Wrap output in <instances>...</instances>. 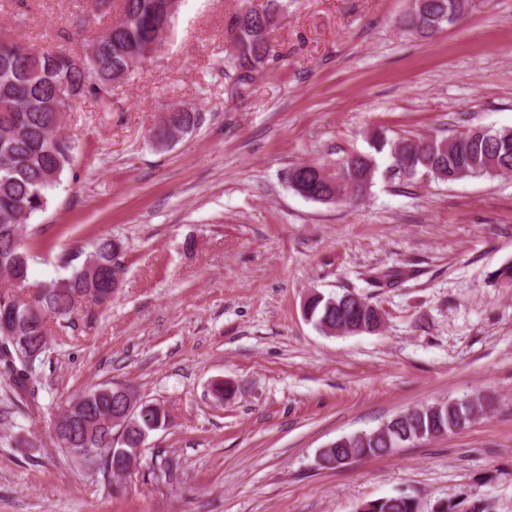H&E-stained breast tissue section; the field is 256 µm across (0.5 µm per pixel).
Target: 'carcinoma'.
<instances>
[{
  "mask_svg": "<svg viewBox=\"0 0 512 512\" xmlns=\"http://www.w3.org/2000/svg\"><path fill=\"white\" fill-rule=\"evenodd\" d=\"M421 7L407 12L400 24L410 33L429 37L456 22L455 13L466 8L467 0H420ZM182 3L175 0H119L112 22L105 32L90 40L79 54L62 49H34L24 41L0 38V275L15 287L29 285L30 265L35 256L26 244V221L42 212L49 192L66 170L73 169L79 145L64 132L62 118L74 104L93 98L102 112L112 111L113 92L152 60L153 43L174 31ZM262 12L234 16L235 42L240 50L231 57L238 73L237 85L249 84L252 72L272 57L270 33L276 26L271 14L288 11V0H265ZM204 114L196 108H173L163 124L170 140L194 133ZM371 151L347 158L334 166V181L319 173L317 164H299L288 174L298 193L308 191L312 201L331 204L362 198L373 184L378 169L376 155L389 152V168L398 178L414 181L427 177L436 182L468 178L498 177L512 173V128H473L453 136H424L391 140L380 134L371 139ZM70 273L41 283L37 296L21 301L0 292V320L19 324L18 337L0 332V368L14 388V405L29 415L28 397L34 395L38 367L49 351V320H70L82 306L80 298L97 290L95 301L112 299L120 288L124 268L121 243L99 238L79 266L66 261ZM344 294L318 295L307 305L311 320L324 333L354 313L353 304H342ZM112 387L101 386L74 397L53 423V443L68 452L94 448L90 467L103 479L114 476L112 458L124 450L141 448L150 432L165 426L166 414L151 401H142L128 389L138 409L126 424L113 423L121 403L112 400ZM483 400L464 397L419 410L398 422L397 439L425 440L430 429L446 434L470 423L467 411L482 406ZM339 462L346 457H383L392 454L381 437L372 432L353 442L352 447L332 448ZM360 512H418L417 501L404 493L379 498L362 505Z\"/></svg>",
  "mask_w": 512,
  "mask_h": 512,
  "instance_id": "obj_1",
  "label": "carcinoma"
}]
</instances>
